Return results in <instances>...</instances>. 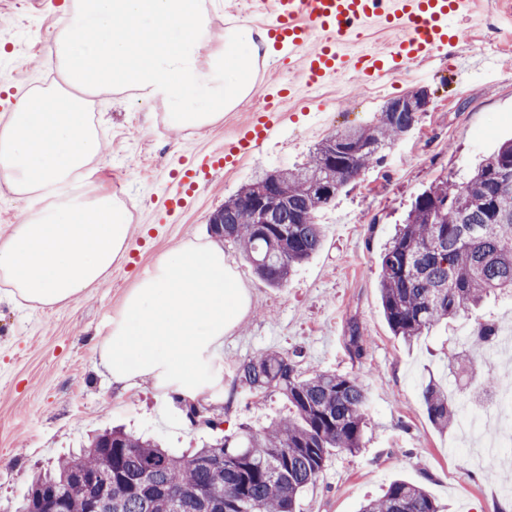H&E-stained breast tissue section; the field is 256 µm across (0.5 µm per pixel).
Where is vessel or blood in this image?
Instances as JSON below:
<instances>
[{
    "instance_id": "1",
    "label": "vessel or blood",
    "mask_w": 512,
    "mask_h": 512,
    "mask_svg": "<svg viewBox=\"0 0 512 512\" xmlns=\"http://www.w3.org/2000/svg\"><path fill=\"white\" fill-rule=\"evenodd\" d=\"M466 0H266L264 28L279 48L287 49L290 65L305 86L323 85L334 74L350 72L373 83L402 66L428 58L442 48L455 47L460 35L449 19L461 14ZM378 23L399 30L386 52L352 51L365 26ZM264 100L258 116L241 125L224 143L209 166L186 169L185 182L208 179L210 167H236L271 141L280 123L276 103L283 89L259 83Z\"/></svg>"
}]
</instances>
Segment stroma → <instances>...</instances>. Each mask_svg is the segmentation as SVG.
I'll return each mask as SVG.
<instances>
[{
    "label": "stroma",
    "mask_w": 512,
    "mask_h": 512,
    "mask_svg": "<svg viewBox=\"0 0 512 512\" xmlns=\"http://www.w3.org/2000/svg\"><path fill=\"white\" fill-rule=\"evenodd\" d=\"M61 3L0 0V113L32 89L60 84L48 49L61 29ZM209 16L216 38L236 21L260 30L265 20L246 0H211ZM455 23L459 53H496L500 67L457 77L447 53L437 51L376 85L343 73L310 89L299 85L284 57H275L266 79L297 85L279 105L277 135L236 168L215 170L174 215L164 202L178 187L177 172L223 149L261 98L242 101L214 126L178 132L162 102L143 104L109 90L88 95L103 145L100 175L127 207L131 236L108 280L74 304L41 310L0 300V512L23 494L32 469L87 445L96 432L120 425L182 450L285 412L279 398L256 395L235 380L241 362L266 352L293 356L304 370L358 377L367 395L362 448L332 452L297 512H358L364 499L380 496L396 479L424 486L442 512H512V462L488 475L486 460L460 448L459 424L432 423L422 395L430 380L447 390L466 388L471 358L499 370L498 358L474 342L473 316L439 323L408 344L390 331L379 294V255L415 196L438 179L463 181L512 139V0H469ZM419 87L431 93L428 112L385 150L381 164L321 210L322 247L284 286H268L225 246L250 308L225 335L223 350L198 371L195 403L210 424L191 423L174 395L153 381L127 390L111 383L98 345L143 274L179 245L209 238L211 215L256 173L306 162L326 137L374 122L386 102ZM355 329L367 338L360 356L350 344Z\"/></svg>",
    "instance_id": "1"
}]
</instances>
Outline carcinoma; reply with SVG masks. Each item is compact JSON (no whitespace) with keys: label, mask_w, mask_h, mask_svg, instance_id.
I'll return each instance as SVG.
<instances>
[{"label":"carcinoma","mask_w":512,"mask_h":512,"mask_svg":"<svg viewBox=\"0 0 512 512\" xmlns=\"http://www.w3.org/2000/svg\"><path fill=\"white\" fill-rule=\"evenodd\" d=\"M417 122L414 114L395 112L388 103L374 123L325 138L307 163L257 177L259 183L276 176L288 188L277 223H252L251 183L218 210L224 240L269 286H282L322 244L317 214L329 200L312 193L309 182L322 178L342 189L380 163L382 151ZM344 141L361 152L339 150ZM379 266L389 328L409 343L442 320L475 311L492 294L512 296V140L484 158L464 182L439 180L420 193ZM497 333L495 323L476 319L480 344ZM236 380L258 395L282 396L288 415L181 455L141 435L106 430L54 471L35 476L15 512H35L53 493L62 497L66 512H89L95 489L79 471L112 486L99 512H295L298 497L318 483L333 450L352 454L362 447L364 389L356 377L303 372L280 353L242 362ZM423 398L437 427L455 420L457 411L439 385L425 383ZM361 512L440 510L423 486L397 479Z\"/></svg>","instance_id":"obj_1"}]
</instances>
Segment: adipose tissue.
Instances as JSON below:
<instances>
[{
    "label": "adipose tissue",
    "instance_id": "1",
    "mask_svg": "<svg viewBox=\"0 0 512 512\" xmlns=\"http://www.w3.org/2000/svg\"><path fill=\"white\" fill-rule=\"evenodd\" d=\"M63 21L50 51L71 95L37 89L0 114V183L25 204L0 238V278L13 300L49 309L103 284L129 239L127 208L93 179L102 141L84 93L160 99L172 129L199 131L246 97L247 62L274 53L266 32L246 24L213 41L205 0H72ZM248 307L223 246L186 243L129 291L101 340V364L112 383L154 379L194 397L199 366Z\"/></svg>",
    "mask_w": 512,
    "mask_h": 512
}]
</instances>
